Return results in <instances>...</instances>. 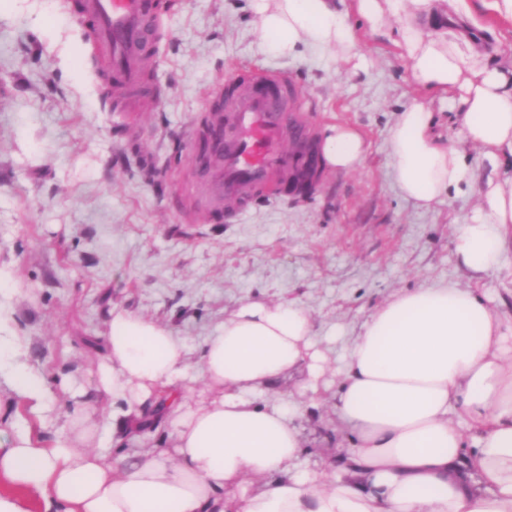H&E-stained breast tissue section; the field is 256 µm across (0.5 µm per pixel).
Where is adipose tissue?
Wrapping results in <instances>:
<instances>
[{"label": "adipose tissue", "mask_w": 512, "mask_h": 512, "mask_svg": "<svg viewBox=\"0 0 512 512\" xmlns=\"http://www.w3.org/2000/svg\"><path fill=\"white\" fill-rule=\"evenodd\" d=\"M261 33L278 53L300 48L356 59L352 19L381 30L404 14L397 44L426 96L457 103L459 139L443 142L424 100L399 113L389 135L394 182L431 208L475 179L466 147L488 173L480 205L457 225L459 264L474 277L499 271L512 247V68L490 65L478 32L464 25L466 0H253ZM459 18L457 34L424 36L434 12ZM329 165L349 170L364 157L359 133L330 127ZM20 337L0 346L15 396L51 430L19 428L0 404V512H512V317L495 313L451 281L405 289L376 306L347 349L333 412L345 432L336 475L302 467L304 403L278 387L306 371L320 389L326 360L309 311L294 302L243 301L205 340L199 373L186 344L159 321L113 308L93 392L55 426L51 391L23 365ZM203 380L205 392H175ZM111 397L112 432L170 422L168 448L96 444L95 395Z\"/></svg>", "instance_id": "obj_1"}]
</instances>
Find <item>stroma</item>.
Returning <instances> with one entry per match:
<instances>
[{"instance_id":"stroma-1","label":"stroma","mask_w":512,"mask_h":512,"mask_svg":"<svg viewBox=\"0 0 512 512\" xmlns=\"http://www.w3.org/2000/svg\"><path fill=\"white\" fill-rule=\"evenodd\" d=\"M467 4L491 63L512 66V20ZM400 22L379 32L356 23L353 70L314 49L276 54L251 0H179L146 61L162 96L133 128L105 104L82 32L57 0H0V311L10 317L0 334L23 337L59 414L66 385L93 389L113 307L170 325L197 370L207 336L242 300H291L310 312L326 358L320 406L300 425L307 464L329 476L322 438L336 426V376L378 304L451 280L512 313V251L477 280L453 250L480 183L426 210L393 181L390 130L419 96L393 43ZM244 69L287 74L318 138L353 127L365 155L351 171L325 166L310 194L259 197L230 220L197 173L192 141L211 116L206 94Z\"/></svg>"}]
</instances>
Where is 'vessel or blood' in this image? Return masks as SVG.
Here are the masks:
<instances>
[{
    "label": "vessel or blood",
    "instance_id": "b4317fda",
    "mask_svg": "<svg viewBox=\"0 0 512 512\" xmlns=\"http://www.w3.org/2000/svg\"><path fill=\"white\" fill-rule=\"evenodd\" d=\"M158 14L157 0H81V20L103 68L102 89L129 107L145 91L143 59ZM292 88L287 74L255 70L227 94L224 119L214 122L209 141L214 165L204 173L226 198L279 194L297 171L315 168L317 136L290 103Z\"/></svg>",
    "mask_w": 512,
    "mask_h": 512
}]
</instances>
